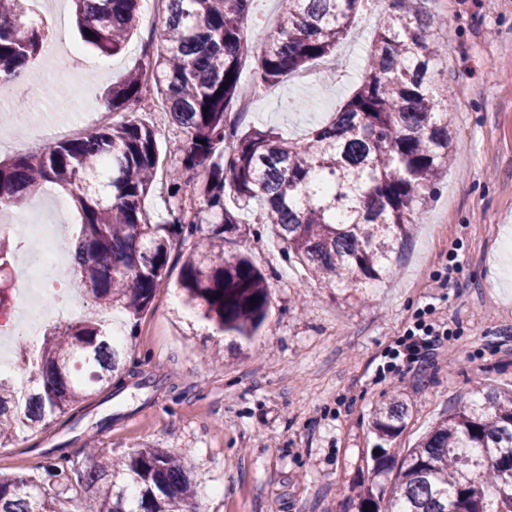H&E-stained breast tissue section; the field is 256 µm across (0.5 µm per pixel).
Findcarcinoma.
<instances>
[{
	"label": "carcinoma",
	"mask_w": 512,
	"mask_h": 512,
	"mask_svg": "<svg viewBox=\"0 0 512 512\" xmlns=\"http://www.w3.org/2000/svg\"><path fill=\"white\" fill-rule=\"evenodd\" d=\"M26 2L0 0V84L11 83L53 35L30 16ZM73 2L83 42L106 55L118 53L144 24L140 0ZM163 2L162 49L146 44L139 68L106 92L108 111L125 118L41 153L0 161V207L17 208L48 184L76 187L81 229L73 271L96 303L126 315L132 331L175 259L182 262L185 304L218 335L250 340L257 334L271 310L266 279L248 256L224 254V243L244 236L241 214L253 204L275 227L288 258L316 280L351 288L388 275L452 150L448 90L437 84L448 45L434 15L419 0H387V21L366 50L354 93L327 122L294 140L271 127L227 121L237 102L243 24L253 0ZM282 2L279 24L254 68L259 87L333 54L369 0ZM147 72L188 141L166 193L176 198L182 176L198 178L202 211L211 219L203 237L196 214L171 210L157 224L144 209L160 161L154 128L135 116ZM14 249V241L0 236V272L11 267ZM126 356V344L103 318L47 324L27 394L20 396L0 374V439L47 426L111 387ZM410 417L403 397L374 411L380 453L367 458L372 479L358 493L359 512H512V389L491 388L449 410L402 455L393 443ZM78 486L72 512L195 508L190 468L163 448L143 445L102 460ZM56 496L27 478L0 476V512H57Z\"/></svg>",
	"instance_id": "carcinoma-1"
}]
</instances>
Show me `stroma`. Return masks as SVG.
<instances>
[{
	"instance_id": "obj_1",
	"label": "stroma",
	"mask_w": 512,
	"mask_h": 512,
	"mask_svg": "<svg viewBox=\"0 0 512 512\" xmlns=\"http://www.w3.org/2000/svg\"><path fill=\"white\" fill-rule=\"evenodd\" d=\"M33 14H64L66 73L54 72L50 47L31 59L38 80L29 85V110L51 123L99 130L95 110L104 90L142 60L149 33L140 28L123 51L107 56L81 46L70 0H30ZM282 0H255L244 27L247 60L279 21ZM448 14V123L452 163L421 208L393 261L389 279L359 288H328L283 252L271 225L242 214L247 236L225 244L244 252L266 277L271 312L253 342L220 336L190 310L176 286L178 267L128 339L116 397L99 391L75 410L77 427L59 419L49 427L18 430L0 445V473L43 481L45 450L64 448L73 473L96 456L120 457L142 445L164 448L191 469L199 512H358L357 487L371 471L374 409L403 395L412 413L397 440L414 445L457 404L483 388L512 387V0H427ZM374 29L357 17L336 49L350 79L293 74L260 88L248 125L302 136L325 122L355 89ZM139 117L158 135L162 170L180 163L185 136L172 135L144 92ZM11 98L0 100V159L44 148L29 127L9 119ZM56 185L21 207L18 218L47 220L60 208L65 237L79 232L80 216ZM447 323L448 350L420 374L385 368V354L421 313ZM161 379L140 387L136 375ZM104 429L96 423L104 417Z\"/></svg>"
}]
</instances>
